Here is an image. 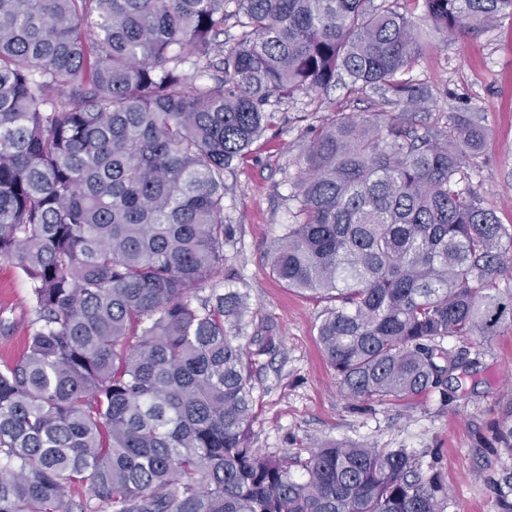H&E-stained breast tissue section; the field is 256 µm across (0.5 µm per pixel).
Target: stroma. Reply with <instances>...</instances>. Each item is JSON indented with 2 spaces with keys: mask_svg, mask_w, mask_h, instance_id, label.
I'll list each match as a JSON object with an SVG mask.
<instances>
[{
  "mask_svg": "<svg viewBox=\"0 0 512 512\" xmlns=\"http://www.w3.org/2000/svg\"><path fill=\"white\" fill-rule=\"evenodd\" d=\"M409 76L431 95L417 115L421 123L445 130L453 113L474 112L489 128L484 149L466 164L462 186L512 225V18L465 38L436 41ZM377 99L374 93L350 97L340 82L313 100H282L274 107L275 126L224 175V221L231 235L219 289L246 294L250 319L278 346L256 358L253 445L303 458L324 443L405 448L432 466L445 486L444 512H496L486 479L512 466V456L493 438L500 407L512 401V325L489 341L446 339V346L479 362L476 371L452 380L447 398L432 394L407 408L354 405L339 394L317 342L327 301L285 288L269 273L267 249L291 220L303 146L335 111L370 112ZM32 307L24 273L0 260V318L13 323L10 336H0V363L23 353Z\"/></svg>",
  "mask_w": 512,
  "mask_h": 512,
  "instance_id": "35a3bbf8",
  "label": "stroma"
}]
</instances>
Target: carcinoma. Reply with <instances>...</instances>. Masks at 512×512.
Wrapping results in <instances>:
<instances>
[{"label": "carcinoma", "instance_id": "1", "mask_svg": "<svg viewBox=\"0 0 512 512\" xmlns=\"http://www.w3.org/2000/svg\"><path fill=\"white\" fill-rule=\"evenodd\" d=\"M398 2L0 0V259L34 300L0 368V512H443L405 448L253 447L249 307L215 283L224 173L272 106L343 77L354 97L393 93L400 118L318 129L268 255L278 282L333 302L317 340L340 394L446 399L477 361L444 340L512 323V230L460 186L487 128L409 124L430 97L407 78L420 23L459 38L512 0H415L418 21ZM494 439L512 454V402ZM487 484L512 512V468Z\"/></svg>", "mask_w": 512, "mask_h": 512}]
</instances>
